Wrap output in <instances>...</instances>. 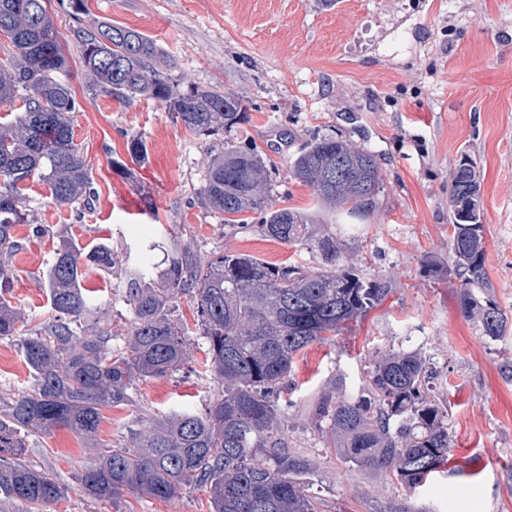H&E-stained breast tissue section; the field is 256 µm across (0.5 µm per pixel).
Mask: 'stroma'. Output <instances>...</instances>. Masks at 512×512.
<instances>
[{
    "mask_svg": "<svg viewBox=\"0 0 512 512\" xmlns=\"http://www.w3.org/2000/svg\"><path fill=\"white\" fill-rule=\"evenodd\" d=\"M62 0L47 9L68 61L58 80L80 104L74 142L96 196L57 204L48 186L23 184L30 221L17 225L12 295L29 329L48 322L46 269L60 238L83 251L107 245L137 263L144 244L173 233L204 256L244 253L268 263L314 267L317 252L286 247L256 229L225 224L200 191L226 144L258 145L269 165L271 208H311V188L290 166L313 136L340 135L373 152L383 191L348 258L364 278L390 289L382 303L327 343L294 360L280 406L288 446L310 458L305 481L322 512H384L409 501L414 512H512V330L482 336L461 312L460 281L449 273V177L461 159L482 176L481 216L493 297L512 317V0ZM111 21L152 38L187 83L243 98V119L224 134L198 136L149 97L95 94L82 70L78 27ZM138 138L145 160L127 145ZM82 285L111 313L121 347L132 316L125 280L94 267ZM195 322L190 296L173 302ZM207 343L194 329L177 373L135 379L126 404L105 409L94 443L67 429L24 436V458L68 485L52 512H210L207 493L184 486L166 502L126 494L98 502L75 477L141 423L188 405L203 411L220 388L206 370ZM418 351L436 368L434 394L448 404L450 474L406 493L389 469L353 464L327 448L309 408L330 385L358 393L375 355ZM19 342L0 340V400L32 388Z\"/></svg>",
    "mask_w": 512,
    "mask_h": 512,
    "instance_id": "1",
    "label": "stroma"
}]
</instances>
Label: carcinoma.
I'll return each mask as SVG.
<instances>
[{"label":"carcinoma","mask_w":512,"mask_h":512,"mask_svg":"<svg viewBox=\"0 0 512 512\" xmlns=\"http://www.w3.org/2000/svg\"><path fill=\"white\" fill-rule=\"evenodd\" d=\"M46 2L0 0V36L11 46L0 63V103L25 92V111L0 124V340L19 341L34 381L32 392L0 409V507L50 512L68 491L54 474L21 461L26 433L64 428L91 440L102 410L131 400L135 379L181 368L188 327L172 315L171 303L185 294L196 305L208 370L222 393L203 411L152 421L131 446L106 451L77 477L80 489L101 502L123 493L165 501L194 484L209 492L210 512H321L301 483L314 463L288 449L280 427V393L301 351L329 340L388 293L347 264V245L383 189L375 155L329 134L306 143L291 172L312 188V211L270 208L268 168L256 148L232 147L211 160L204 203L226 215V224L256 215L266 237L317 251L318 267L270 264L241 253L205 258L178 238L154 241L124 272L132 321L126 346L117 348L112 332L100 327L107 308L81 287L83 267L114 269L112 251L85 254L63 239L46 273L54 318L22 336V317L9 295L14 227L30 223L20 184L36 177L60 204L90 199L92 184L70 120L79 105L53 77L66 59ZM77 39L85 75L100 95L149 96L205 137L244 114L239 97L181 86L172 60L162 59L157 43L137 30L104 23L78 30ZM480 191L476 166L460 163L450 180L448 246L462 312L497 340L509 318L491 297ZM338 216L350 223H335ZM156 251L169 259L158 281L149 262ZM433 378L421 353L390 350L376 356L362 392L326 391L312 402V416L340 456L365 468H390L414 490L445 464L452 443L447 406L424 392Z\"/></svg>","instance_id":"1"}]
</instances>
